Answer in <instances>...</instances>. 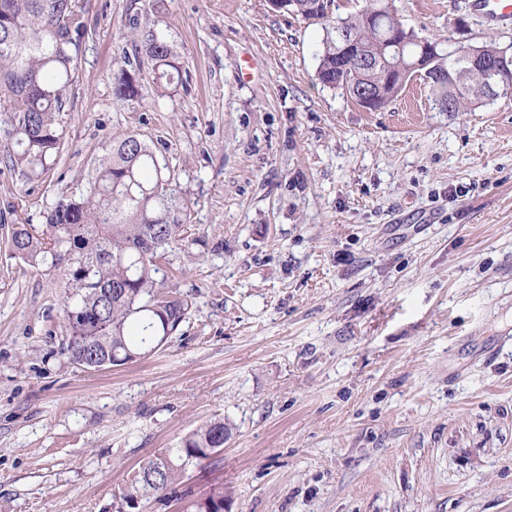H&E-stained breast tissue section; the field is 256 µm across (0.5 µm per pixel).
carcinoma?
Wrapping results in <instances>:
<instances>
[{"label":"carcinoma","mask_w":512,"mask_h":512,"mask_svg":"<svg viewBox=\"0 0 512 512\" xmlns=\"http://www.w3.org/2000/svg\"><path fill=\"white\" fill-rule=\"evenodd\" d=\"M335 0H282L279 9L326 29L319 55L317 78L328 88L352 93L364 86L380 90L377 108L397 97L389 85L392 68L417 54L421 46L439 41L420 37L399 18L396 0H388L384 25L369 19L377 0H365L358 13L333 16ZM143 25L139 52L153 62L154 93L163 97L182 82L177 55L151 28ZM397 27L409 43L402 54L382 55L380 43L388 29ZM367 47L372 63L350 65L336 51V31ZM88 35L81 0H0V100L10 112L5 130L15 149L8 162L29 179L45 175L62 149L61 116L69 103L75 62ZM484 55L496 57L504 76L493 99L512 90V52L482 44ZM464 46L455 43L445 54V64L461 69L453 86L431 80L439 106L453 102V111L472 110L482 93V71L464 68ZM113 94L120 100L141 97V78L129 59L112 71ZM170 170L160 163L156 146L137 134L112 140L110 156L92 168L89 187L79 196L59 199L39 226L19 224L8 237L14 256L32 266L48 264L61 272L68 293L65 321L69 329L62 354L84 368L103 369L147 357L157 339L174 333L187 315L188 301L164 290L155 278L171 244L185 240L184 203L172 188ZM230 424L213 419L188 433L180 446L145 461L124 498L174 490L189 462L200 464L224 448ZM231 496L224 488L189 503L190 512H227Z\"/></svg>","instance_id":"1"}]
</instances>
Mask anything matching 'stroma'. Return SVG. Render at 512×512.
Listing matches in <instances>:
<instances>
[{
	"instance_id": "stroma-1",
	"label": "stroma",
	"mask_w": 512,
	"mask_h": 512,
	"mask_svg": "<svg viewBox=\"0 0 512 512\" xmlns=\"http://www.w3.org/2000/svg\"><path fill=\"white\" fill-rule=\"evenodd\" d=\"M83 2L55 168L26 179L0 135V512H183L123 495L218 418L231 438L181 486H224L231 512H512V96L442 112L416 76L368 111L318 82L321 26L266 0ZM396 6L421 36L512 46V16L475 0ZM144 13L183 81L121 101ZM126 133L186 202L159 277L191 308L155 353L93 371L60 353V273L6 240ZM130 67V68H129ZM130 60L124 57L122 64L112 71L113 94L120 100H136L141 98L140 69H132Z\"/></svg>"
}]
</instances>
